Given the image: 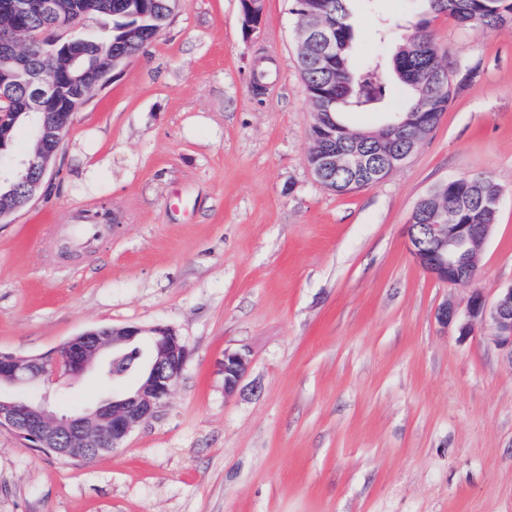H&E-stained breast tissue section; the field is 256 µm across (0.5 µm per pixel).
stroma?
<instances>
[{
	"label": "stroma",
	"mask_w": 512,
	"mask_h": 512,
	"mask_svg": "<svg viewBox=\"0 0 512 512\" xmlns=\"http://www.w3.org/2000/svg\"><path fill=\"white\" fill-rule=\"evenodd\" d=\"M263 6L247 39L239 0H180L76 113L45 194L0 219V351L127 325L170 326L189 350L158 415L93 461L0 428V512H512V363L488 326L437 320L512 286V24L352 0L353 67L390 62L426 18L453 98L405 164L339 195L307 166L292 0ZM480 174L501 201L479 274L437 281L404 226ZM228 350L250 359L231 393ZM105 395L88 375L49 386L57 411Z\"/></svg>",
	"instance_id": "35a3bbf8"
}]
</instances>
